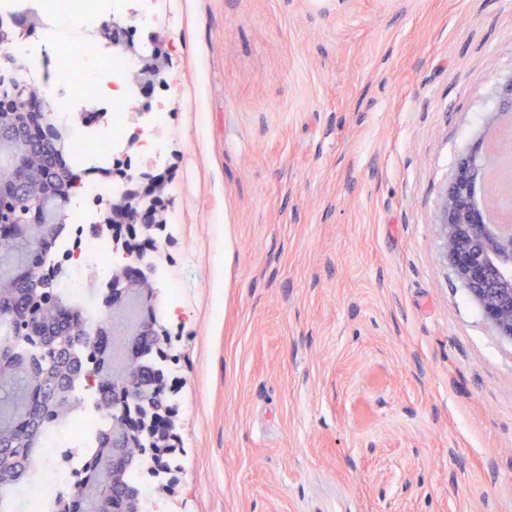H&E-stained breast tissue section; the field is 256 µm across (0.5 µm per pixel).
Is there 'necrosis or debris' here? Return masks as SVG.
Returning a JSON list of instances; mask_svg holds the SVG:
<instances>
[{
    "instance_id": "1",
    "label": "necrosis or debris",
    "mask_w": 512,
    "mask_h": 512,
    "mask_svg": "<svg viewBox=\"0 0 512 512\" xmlns=\"http://www.w3.org/2000/svg\"><path fill=\"white\" fill-rule=\"evenodd\" d=\"M128 6L129 0H46L44 4L46 11L80 30L112 12L126 14L128 22L136 25L149 24L148 16L129 13ZM9 50L33 58L32 71L55 102L53 123L66 132L70 165L78 170L109 165L113 155L127 142L129 99L124 79L132 67L131 61L116 51L100 52L97 41L83 38L73 43L71 50L93 61L98 76L83 71L60 72L61 46L57 30L51 25L40 28L37 40L10 44ZM94 100L109 104L111 123L100 128L90 122L74 124L73 113L86 110ZM119 261L109 234L85 237L68 250V276L62 289L89 329L106 326L125 336L134 331V318L141 313L140 300H130L124 316L115 319L107 314L95 294L96 289L105 286ZM78 395L82 404L73 414L45 421L41 451L35 456L36 471L52 473V496L16 488L4 490L0 492V512H56L58 496L82 489L84 469L105 422L96 405L98 394L93 381L84 382Z\"/></svg>"
}]
</instances>
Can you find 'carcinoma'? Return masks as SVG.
<instances>
[{
	"label": "carcinoma",
	"instance_id": "cac0c4a2",
	"mask_svg": "<svg viewBox=\"0 0 512 512\" xmlns=\"http://www.w3.org/2000/svg\"><path fill=\"white\" fill-rule=\"evenodd\" d=\"M18 82L0 92V125L13 129V135L0 140V311L19 314L13 321L0 320V337L13 338L14 345L0 347V446L7 461L0 462V486L9 485L29 469L31 454L42 435L46 418L64 417L80 403L77 387L93 378L109 397L99 407L112 427L101 436L94 463L85 475L86 490L78 499L62 502L58 512H96L98 498L107 497L112 512H143L138 498L139 484L132 474L149 471L154 477L170 470V462L156 465L154 431L142 415L131 419L134 409L125 413L115 407L129 387L155 382L164 376L169 355L150 345L129 357L125 370L117 374L108 351V333L101 329L97 340H89L79 313L59 293L62 262L45 259L52 267L49 275L38 280L24 276L39 250L36 241L47 236L59 240L68 224V206L72 183L79 171L69 168L61 155L68 140L52 123H46L50 135L34 144L29 129L43 114L53 112V103L44 101L38 114L16 107ZM25 160L24 179L30 191L21 193L13 183L14 160ZM37 316L29 323L22 320L31 305ZM125 438L128 447L139 453L127 457L112 447V438Z\"/></svg>",
	"mask_w": 512,
	"mask_h": 512
}]
</instances>
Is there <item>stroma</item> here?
Masks as SVG:
<instances>
[{"instance_id":"1","label":"stroma","mask_w":512,"mask_h":512,"mask_svg":"<svg viewBox=\"0 0 512 512\" xmlns=\"http://www.w3.org/2000/svg\"><path fill=\"white\" fill-rule=\"evenodd\" d=\"M170 512H512V340L437 210L512 0H153Z\"/></svg>"}]
</instances>
